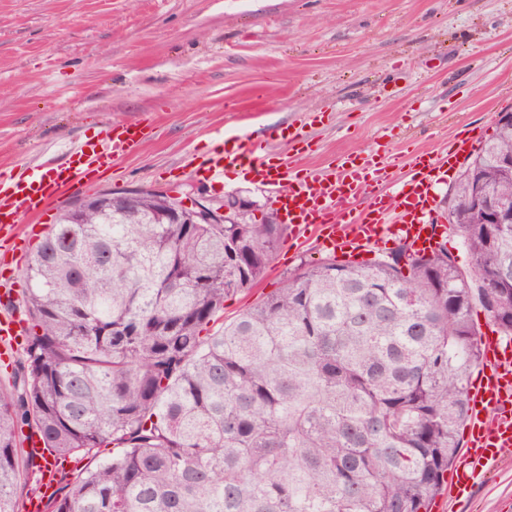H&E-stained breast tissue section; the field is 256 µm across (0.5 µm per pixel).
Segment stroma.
<instances>
[{"mask_svg":"<svg viewBox=\"0 0 512 512\" xmlns=\"http://www.w3.org/2000/svg\"><path fill=\"white\" fill-rule=\"evenodd\" d=\"M510 90L512 0H0V177L109 127L154 124L80 199L150 187L264 203L236 170L206 181L197 159L223 135L285 154L287 133L309 171L383 145L441 155L453 137L492 136ZM329 255L316 235L284 240L225 318ZM452 512H512V447Z\"/></svg>","mask_w":512,"mask_h":512,"instance_id":"1","label":"stroma"}]
</instances>
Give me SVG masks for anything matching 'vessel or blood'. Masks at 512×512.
Returning <instances> with one entry per match:
<instances>
[{"label": "vessel or blood", "mask_w": 512, "mask_h": 512, "mask_svg": "<svg viewBox=\"0 0 512 512\" xmlns=\"http://www.w3.org/2000/svg\"><path fill=\"white\" fill-rule=\"evenodd\" d=\"M152 127L139 122L115 126L97 142L70 146L64 161L40 164L20 171L10 183H0V241L13 243L25 254L28 240L16 226V209L42 217L61 202L89 175L136 150ZM472 148L468 141H449L446 155L416 157L413 173L398 180L394 163L377 153L347 155L329 169L304 173L298 161L282 163L272 153H258L242 140L231 137L223 148L205 156L198 166L203 177L223 181L225 173L238 168L267 190L284 223L295 239L306 238L317 228L322 246L356 251L383 250L391 236H399L413 249L426 251L437 231L434 215L433 172L455 165ZM23 323L18 316H0V362L9 363ZM484 360L470 385L469 410L465 420L466 448L452 470L449 498L462 497L475 479L501 450L512 447V342L484 336ZM25 447L39 463L40 496L27 500L24 512H43L46 497L58 488L55 466L44 463L45 450L37 435H29Z\"/></svg>", "instance_id": "b4317fda"}]
</instances>
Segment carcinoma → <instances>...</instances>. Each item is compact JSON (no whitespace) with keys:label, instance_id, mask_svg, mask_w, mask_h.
I'll return each instance as SVG.
<instances>
[{"label":"carcinoma","instance_id":"1","mask_svg":"<svg viewBox=\"0 0 512 512\" xmlns=\"http://www.w3.org/2000/svg\"><path fill=\"white\" fill-rule=\"evenodd\" d=\"M512 115L450 209L471 262L402 244L301 264L233 319L288 225L177 224L166 197L62 210L29 258L27 336L0 393V512H19L17 439L83 454L44 512H430L458 455L478 303L512 338V224H474L480 185L512 198ZM112 457L96 461V449Z\"/></svg>","mask_w":512,"mask_h":512}]
</instances>
